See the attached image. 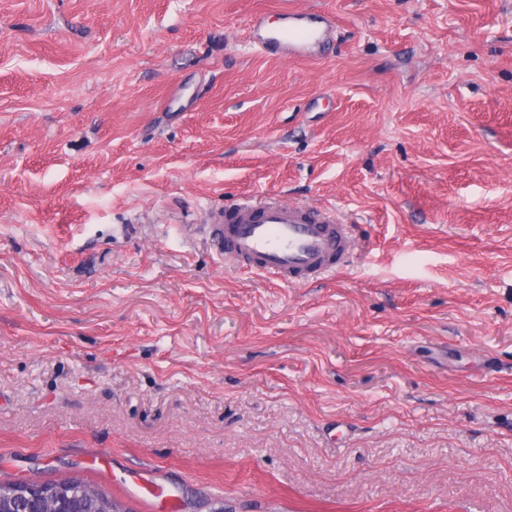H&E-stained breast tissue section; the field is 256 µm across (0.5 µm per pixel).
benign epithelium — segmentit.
<instances>
[{
	"instance_id": "7a95c632",
	"label": "benign epithelium",
	"mask_w": 512,
	"mask_h": 512,
	"mask_svg": "<svg viewBox=\"0 0 512 512\" xmlns=\"http://www.w3.org/2000/svg\"><path fill=\"white\" fill-rule=\"evenodd\" d=\"M0 512H110V508L93 486L80 487L72 497L66 488L32 481L1 487Z\"/></svg>"
}]
</instances>
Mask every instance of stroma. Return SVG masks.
Returning a JSON list of instances; mask_svg holds the SVG:
<instances>
[{"label": "stroma", "instance_id": "35a3bbf8", "mask_svg": "<svg viewBox=\"0 0 512 512\" xmlns=\"http://www.w3.org/2000/svg\"><path fill=\"white\" fill-rule=\"evenodd\" d=\"M335 19L282 58L251 20ZM348 267L225 263L240 198ZM127 512H512V0H0V481ZM334 26L333 17L327 13L292 9L281 13L279 27L270 29L264 17L256 14L249 42L262 54L314 57L324 51ZM204 228L225 261L286 283H308L349 261L351 226L322 207L237 202Z\"/></svg>", "mask_w": 512, "mask_h": 512}]
</instances>
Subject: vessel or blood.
Listing matches in <instances>:
<instances>
[{
  "mask_svg": "<svg viewBox=\"0 0 512 512\" xmlns=\"http://www.w3.org/2000/svg\"><path fill=\"white\" fill-rule=\"evenodd\" d=\"M335 26L331 15L287 10L271 29L255 15L249 41L257 51L291 58L321 55ZM349 225L325 208L273 199L225 206L206 232L225 261L291 284L306 283L349 261Z\"/></svg>",
  "mask_w": 512,
  "mask_h": 512,
  "instance_id": "b4317fda",
  "label": "vessel or blood"
}]
</instances>
